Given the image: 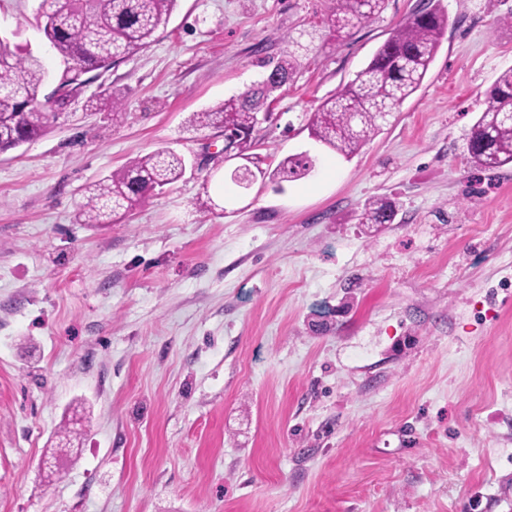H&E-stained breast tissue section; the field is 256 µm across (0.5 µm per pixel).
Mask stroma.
Returning <instances> with one entry per match:
<instances>
[{"instance_id":"obj_1","label":"stroma","mask_w":512,"mask_h":512,"mask_svg":"<svg viewBox=\"0 0 512 512\" xmlns=\"http://www.w3.org/2000/svg\"><path fill=\"white\" fill-rule=\"evenodd\" d=\"M38 4L0 0V34L48 96L67 65ZM421 4L336 40L334 0H178L150 48L0 154V512H512V165L467 159L512 68V0H439L422 87L358 153L309 130ZM304 32L252 154L315 168L238 188L223 129L192 118ZM162 147L184 178L79 222L89 183ZM382 196L393 222L359 223Z\"/></svg>"}]
</instances>
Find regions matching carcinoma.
I'll return each instance as SVG.
<instances>
[{
  "mask_svg": "<svg viewBox=\"0 0 512 512\" xmlns=\"http://www.w3.org/2000/svg\"><path fill=\"white\" fill-rule=\"evenodd\" d=\"M385 0H336L331 30L341 38L357 25L376 18ZM177 0H40L35 20L55 52L85 73L104 72L150 48L165 27ZM448 17L433 0L394 30L367 66L340 93L324 99L311 118V135L329 149L356 154L422 86L434 62ZM298 56L286 51L272 63L270 78L244 93L224 100L199 117L202 127L224 129V157L246 156L259 113L268 100L292 80ZM46 71L39 58L20 54L0 40V153L33 141L48 128L56 113L43 107L40 95ZM56 104L63 106L82 93L73 68L56 87ZM468 161L484 171L512 164V68L503 71L486 93L470 129ZM311 162L289 156L262 179L283 183L307 174ZM186 172L185 159L170 150L139 156L86 190L78 214L83 224H104L141 205L158 188L178 182ZM396 203L377 197L363 206L362 224H386Z\"/></svg>",
  "mask_w": 512,
  "mask_h": 512,
  "instance_id": "cac0c4a2",
  "label": "carcinoma"
}]
</instances>
